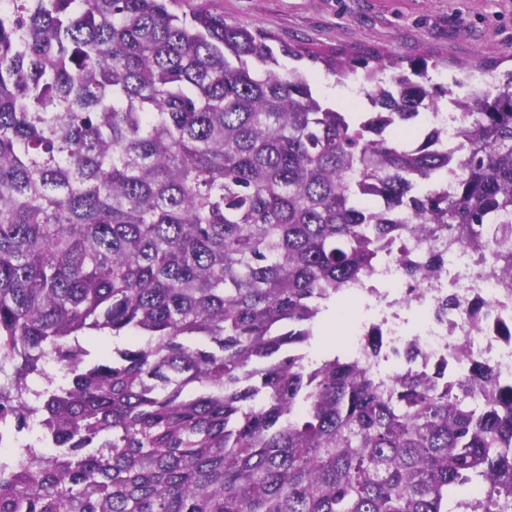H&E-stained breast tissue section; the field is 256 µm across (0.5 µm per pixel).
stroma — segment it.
Returning a JSON list of instances; mask_svg holds the SVG:
<instances>
[{
  "label": "stroma",
  "mask_w": 512,
  "mask_h": 512,
  "mask_svg": "<svg viewBox=\"0 0 512 512\" xmlns=\"http://www.w3.org/2000/svg\"><path fill=\"white\" fill-rule=\"evenodd\" d=\"M213 6L226 23L302 43L322 56L359 46L432 55L438 65L428 76L448 87L461 61L489 59L500 70L512 68V0H213ZM278 61L309 74L315 94L329 104L349 100V82L327 74L324 63L284 55Z\"/></svg>",
  "instance_id": "stroma-1"
}]
</instances>
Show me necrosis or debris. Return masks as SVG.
<instances>
[{"label":"necrosis or debris","mask_w":512,"mask_h":512,"mask_svg":"<svg viewBox=\"0 0 512 512\" xmlns=\"http://www.w3.org/2000/svg\"><path fill=\"white\" fill-rule=\"evenodd\" d=\"M501 235V225H484L478 251L447 229L400 225L368 279L343 292L361 305L346 355L384 385L440 364L455 380L469 377L477 363L512 379V272L496 263ZM433 254L440 258L436 270L411 276Z\"/></svg>","instance_id":"1"}]
</instances>
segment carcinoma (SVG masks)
<instances>
[{
    "instance_id": "1",
    "label": "carcinoma",
    "mask_w": 512,
    "mask_h": 512,
    "mask_svg": "<svg viewBox=\"0 0 512 512\" xmlns=\"http://www.w3.org/2000/svg\"><path fill=\"white\" fill-rule=\"evenodd\" d=\"M272 40L207 2L0 0V434L40 427L0 458V512H512L511 382L384 388L303 352L396 225L478 246L512 212V70L460 96L425 54L281 46L390 72L356 112ZM446 102L452 190L420 132ZM106 330L134 341L91 357Z\"/></svg>"
}]
</instances>
